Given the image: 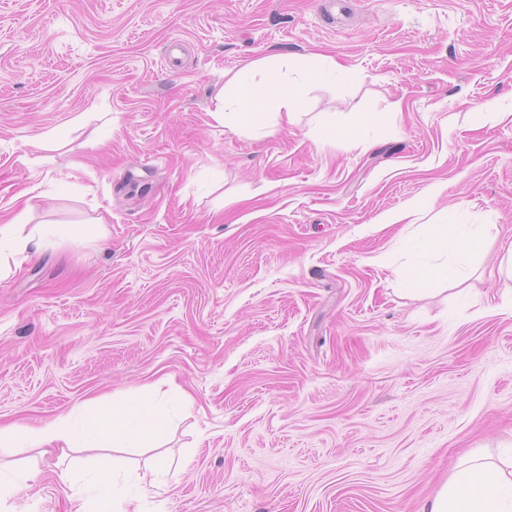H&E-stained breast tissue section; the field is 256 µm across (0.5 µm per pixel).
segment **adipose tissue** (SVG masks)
Masks as SVG:
<instances>
[{
  "instance_id": "ef3b65f1",
  "label": "adipose tissue",
  "mask_w": 512,
  "mask_h": 512,
  "mask_svg": "<svg viewBox=\"0 0 512 512\" xmlns=\"http://www.w3.org/2000/svg\"><path fill=\"white\" fill-rule=\"evenodd\" d=\"M234 92L235 108L225 113L228 123L267 110L293 119L298 102L296 84L277 72L270 71L261 84L244 85L239 78L228 81ZM480 225L448 224L422 241L428 251L459 250L469 252L482 241ZM167 430L166 421L154 410L151 396H144L137 407L128 408L111 401H97L86 414L81 428H74L70 419L58 417L36 430L20 426L0 427V448L25 446L48 454L58 445L69 450H94V468L91 480L93 495L75 492L76 512H128L129 498L119 487L117 449L125 447L130 438L154 441ZM512 497V477L479 457L465 459L428 499L422 512H512L506 504Z\"/></svg>"
}]
</instances>
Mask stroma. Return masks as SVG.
Wrapping results in <instances>:
<instances>
[{
  "mask_svg": "<svg viewBox=\"0 0 512 512\" xmlns=\"http://www.w3.org/2000/svg\"><path fill=\"white\" fill-rule=\"evenodd\" d=\"M276 54L295 121L225 125ZM5 224L40 248L0 272V426L153 393L140 512H419L512 457V0H0ZM433 224L487 232L425 292ZM8 455L0 512H75L57 455ZM402 276H410L421 284L432 285L439 282H447L456 279L458 271L454 268L440 266L433 269L413 268L410 271L401 272ZM30 479L29 467H17L0 460V501L26 491ZM178 476V471L168 468L161 463L152 462L146 467V471L141 475L143 481L155 490V493L161 494L174 488Z\"/></svg>",
  "mask_w": 512,
  "mask_h": 512,
  "instance_id": "35a3bbf8",
  "label": "stroma"
}]
</instances>
